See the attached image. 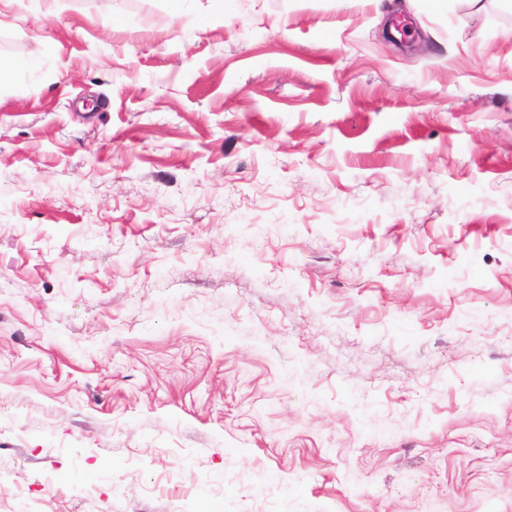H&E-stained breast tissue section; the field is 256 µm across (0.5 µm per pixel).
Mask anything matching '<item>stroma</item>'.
<instances>
[{
    "label": "stroma",
    "mask_w": 512,
    "mask_h": 512,
    "mask_svg": "<svg viewBox=\"0 0 512 512\" xmlns=\"http://www.w3.org/2000/svg\"><path fill=\"white\" fill-rule=\"evenodd\" d=\"M512 512V0H0V512Z\"/></svg>",
    "instance_id": "35a3bbf8"
}]
</instances>
